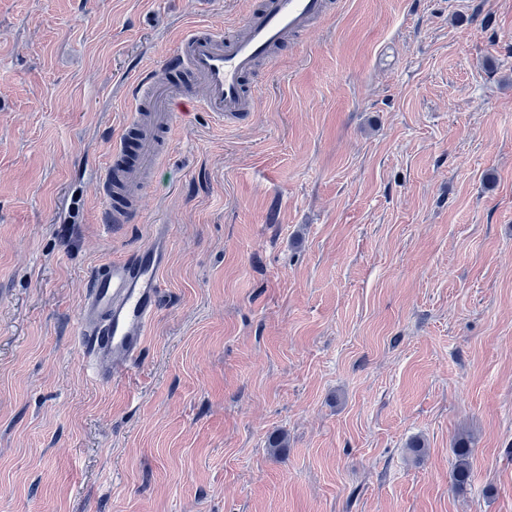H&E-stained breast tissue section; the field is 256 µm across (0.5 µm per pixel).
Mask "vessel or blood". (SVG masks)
<instances>
[{
	"mask_svg": "<svg viewBox=\"0 0 512 512\" xmlns=\"http://www.w3.org/2000/svg\"><path fill=\"white\" fill-rule=\"evenodd\" d=\"M331 0H262L242 30L225 38L219 25L187 30L174 53L135 88L134 103L107 164L93 181L115 222L136 216L139 192L167 154L179 113L204 110L229 119L254 112L245 79L257 61L325 17ZM165 236L105 264L92 276L79 310V336L98 377L109 380L136 360L161 299Z\"/></svg>",
	"mask_w": 512,
	"mask_h": 512,
	"instance_id": "b4317fda",
	"label": "vessel or blood"
}]
</instances>
